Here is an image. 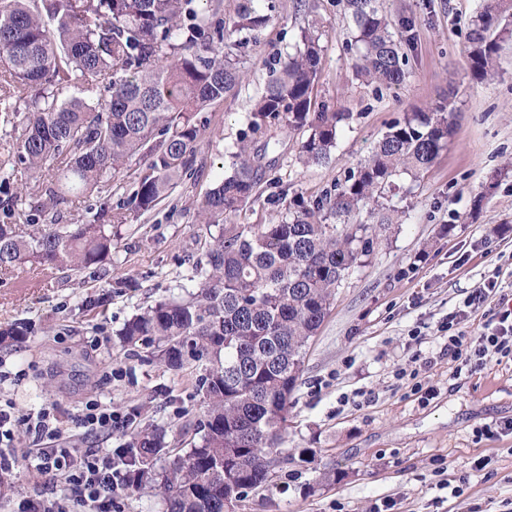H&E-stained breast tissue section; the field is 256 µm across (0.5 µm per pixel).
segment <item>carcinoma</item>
I'll list each match as a JSON object with an SVG mask.
<instances>
[{"label":"carcinoma","mask_w":512,"mask_h":512,"mask_svg":"<svg viewBox=\"0 0 512 512\" xmlns=\"http://www.w3.org/2000/svg\"><path fill=\"white\" fill-rule=\"evenodd\" d=\"M221 0H0V125L20 128L14 165L41 183L39 215L7 209L0 223V272L30 265L78 271L118 248V228L151 211L193 171L203 124L198 115L244 79L236 50L258 40L273 0H238L230 40L216 18ZM356 75L378 88L403 83L410 40L392 30L384 0H345ZM316 26L301 30L280 58L237 142L233 171L197 205L199 223L217 227L192 264L194 291L164 299L116 332L130 350L154 347L157 362L179 371L207 365L199 378L205 411L182 433L188 447L170 454L167 431L124 434L112 451L123 492H158L165 512H224V496L243 499L272 485L299 460L284 447L291 396L307 344L329 314L336 290L393 223L385 203L396 180L415 181L448 146L451 101L406 112L334 189L307 199L281 189L269 200L286 214L268 224L233 217L259 197L274 127L302 134L298 161L327 162L348 112H316L313 90L323 46ZM512 38V0H482L464 49L472 76L490 75ZM110 93L96 105L71 88ZM30 116L17 126L12 104ZM135 156L144 160L133 192L113 205L112 181ZM106 196L93 219L63 223L67 206ZM365 219H359L360 215ZM25 323L0 328V346L22 342Z\"/></svg>","instance_id":"carcinoma-1"}]
</instances>
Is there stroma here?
Listing matches in <instances>:
<instances>
[{
    "label": "stroma",
    "mask_w": 512,
    "mask_h": 512,
    "mask_svg": "<svg viewBox=\"0 0 512 512\" xmlns=\"http://www.w3.org/2000/svg\"><path fill=\"white\" fill-rule=\"evenodd\" d=\"M275 3L258 42L238 51L246 78L201 113L195 173L123 229L110 260L78 272L0 273V326H32L22 344L0 350V404L20 415L53 407L60 427L37 443L15 428L13 491L0 512L59 495L60 481L28 465L33 446L122 445L117 433L83 437L73 417L85 405L135 412V426L165 427L174 447L183 440L185 413L202 412L203 367L161 368L148 348L121 350L114 332L141 308L184 294L209 238L197 205L228 173L278 54L312 23L324 46L314 107L352 119L329 161L309 167L297 161L300 135L271 131V176L281 187L307 198L333 189L392 121L446 97L454 101L453 133L418 180L402 178L389 193L398 224L337 289L308 343L286 440L293 454L314 453L317 469L289 465L237 512H374L387 502L392 512H512V434L494 430L512 419V360L492 356L476 373L455 378L445 348L449 317L489 275L512 290V42L494 74L477 79L463 50L480 0H386L392 24L413 21L415 41L405 82L378 92L356 77L344 49L351 28L341 0ZM39 198L36 179L13 172L0 152V211H26ZM93 295L105 305L90 315L82 303ZM480 458L487 465L473 472Z\"/></svg>",
    "instance_id": "1"
}]
</instances>
